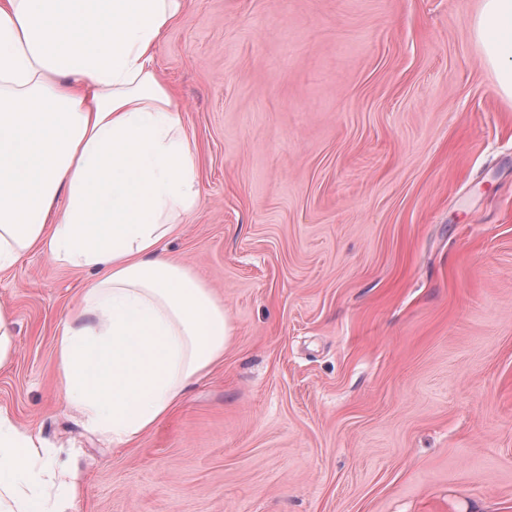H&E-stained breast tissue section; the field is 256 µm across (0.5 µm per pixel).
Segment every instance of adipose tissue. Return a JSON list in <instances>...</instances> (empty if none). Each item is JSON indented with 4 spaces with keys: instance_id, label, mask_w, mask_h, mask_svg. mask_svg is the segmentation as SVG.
Masks as SVG:
<instances>
[{
    "instance_id": "adipose-tissue-1",
    "label": "adipose tissue",
    "mask_w": 512,
    "mask_h": 512,
    "mask_svg": "<svg viewBox=\"0 0 512 512\" xmlns=\"http://www.w3.org/2000/svg\"><path fill=\"white\" fill-rule=\"evenodd\" d=\"M182 0H0V270L38 249L93 281L56 338L67 407L132 442L224 359L230 317L162 252L196 205L197 157L155 48ZM512 100V0L471 22ZM0 412V512H65L78 475Z\"/></svg>"
}]
</instances>
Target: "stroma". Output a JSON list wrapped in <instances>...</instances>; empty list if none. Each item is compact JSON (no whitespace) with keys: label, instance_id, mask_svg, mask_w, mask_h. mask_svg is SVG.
<instances>
[{"label":"stroma","instance_id":"stroma-1","mask_svg":"<svg viewBox=\"0 0 512 512\" xmlns=\"http://www.w3.org/2000/svg\"><path fill=\"white\" fill-rule=\"evenodd\" d=\"M481 0H184L157 68L196 145L166 255L223 301L224 360L122 445L59 393L88 275L0 271V410L66 512H512V101ZM13 323L10 312L0 307V366L12 355Z\"/></svg>","mask_w":512,"mask_h":512}]
</instances>
